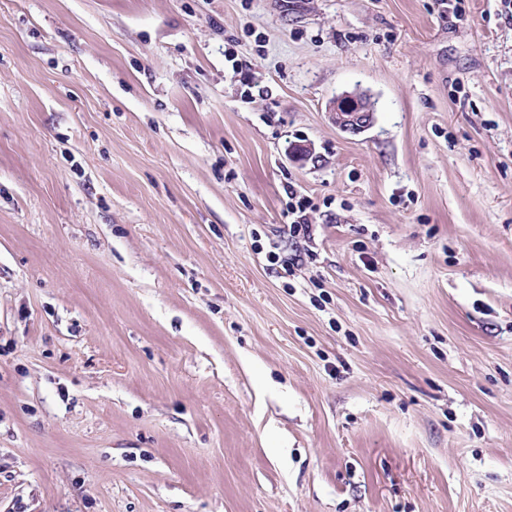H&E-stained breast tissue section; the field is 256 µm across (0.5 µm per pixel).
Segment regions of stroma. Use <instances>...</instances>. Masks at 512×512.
Returning a JSON list of instances; mask_svg holds the SVG:
<instances>
[{
  "mask_svg": "<svg viewBox=\"0 0 512 512\" xmlns=\"http://www.w3.org/2000/svg\"><path fill=\"white\" fill-rule=\"evenodd\" d=\"M0 512H512L500 0H0ZM332 120L340 130L357 134L373 122V105L363 93H343L334 99Z\"/></svg>",
  "mask_w": 512,
  "mask_h": 512,
  "instance_id": "obj_1",
  "label": "stroma"
}]
</instances>
